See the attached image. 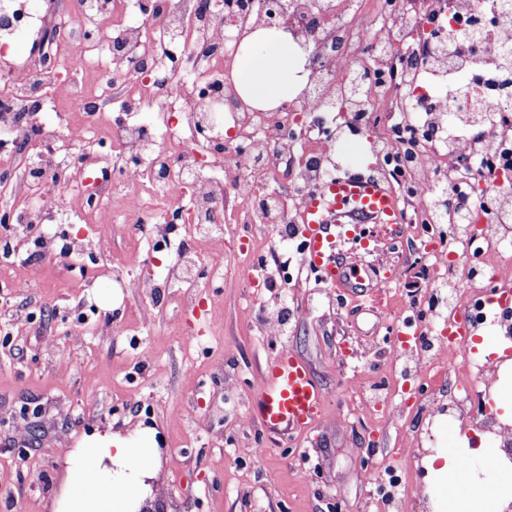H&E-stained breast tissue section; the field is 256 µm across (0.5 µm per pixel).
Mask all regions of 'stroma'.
<instances>
[{
	"mask_svg": "<svg viewBox=\"0 0 512 512\" xmlns=\"http://www.w3.org/2000/svg\"><path fill=\"white\" fill-rule=\"evenodd\" d=\"M71 218L70 233L104 238L101 252L36 254L20 237L0 258V512H52L68 451L108 429L146 435L157 448L152 512H376L379 461L423 473L430 512H439L440 486L414 447V407L395 418L391 405L373 414L360 405L393 373L388 347L402 307L390 289L367 282L339 292L301 280L275 293L284 325L269 337L248 296L273 293L245 288L251 258L234 230L224 235L223 288L200 289L189 310L174 289L134 295L96 274L110 266L123 278L164 279L175 257L152 251L150 229L131 233L78 209ZM20 270L30 288L8 289ZM214 306L222 319L211 327ZM284 350L307 363L326 402L307 430L272 436L254 398L264 364ZM22 423L30 433L20 440ZM258 443L267 453L249 462ZM436 443L467 449L483 484L495 481L474 431L443 421Z\"/></svg>",
	"mask_w": 512,
	"mask_h": 512,
	"instance_id": "35a3bbf8",
	"label": "stroma"
}]
</instances>
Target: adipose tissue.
<instances>
[{"label":"adipose tissue","mask_w":512,"mask_h":512,"mask_svg":"<svg viewBox=\"0 0 512 512\" xmlns=\"http://www.w3.org/2000/svg\"><path fill=\"white\" fill-rule=\"evenodd\" d=\"M232 77L256 107L270 109L296 95L306 83L302 63L287 33L260 30L235 63ZM157 452L112 433L95 436L67 455L63 488L53 512H130L157 473ZM438 473L447 494L445 512H502L512 490V467L498 471L495 483L475 487L463 458L443 462Z\"/></svg>","instance_id":"obj_1"}]
</instances>
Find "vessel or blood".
<instances>
[{"mask_svg": "<svg viewBox=\"0 0 512 512\" xmlns=\"http://www.w3.org/2000/svg\"><path fill=\"white\" fill-rule=\"evenodd\" d=\"M387 224L403 231L396 191L387 182L361 174H346L324 182L302 208L301 235L307 245L306 265L328 288H349V261L339 243L353 238L358 225ZM257 412L273 432L308 427L324 404L321 387L307 364L284 351L267 363L256 394Z\"/></svg>", "mask_w": 512, "mask_h": 512, "instance_id": "1", "label": "vessel or blood"}]
</instances>
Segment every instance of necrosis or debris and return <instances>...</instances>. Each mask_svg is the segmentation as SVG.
Instances as JSON below:
<instances>
[{
  "label": "necrosis or debris",
  "instance_id": "1",
  "mask_svg": "<svg viewBox=\"0 0 512 512\" xmlns=\"http://www.w3.org/2000/svg\"><path fill=\"white\" fill-rule=\"evenodd\" d=\"M132 2L135 23L118 20L120 0H82L73 14L0 0V173L12 170L25 134L41 145L21 175L27 201L18 220L37 228L59 214L67 184L86 172L76 156L107 127L118 158L112 170L98 172L96 192L81 202L99 208L113 183L141 182L144 193L119 205L127 227L152 225L161 246L182 227L210 245L207 259L183 248L164 280L191 308L198 288L224 282L225 223L272 225L304 253L303 199L335 177L352 136L366 133L379 173L411 215L403 263L426 272L424 297L407 315L417 336L392 344L423 415L414 440L434 444L430 429L445 418L511 453L512 425L471 406L470 380L492 396L497 367L436 330L463 307L471 322L492 324L512 341V261L504 256L512 247V90L499 81L502 56L485 50L493 32L512 31V0H273L278 19L306 44L309 66L307 95L276 112L235 110L224 84L233 49L226 33L263 23L258 0H211L204 12L197 0ZM22 33L31 48L17 58ZM46 38L53 54L69 46L68 69L94 71L103 91L98 97L66 86L61 95L81 119L63 130L42 119L17 125L19 106L46 100L54 71L40 50ZM206 91L225 105L199 157L189 145ZM145 111L153 121L142 119ZM287 168V195L273 194L269 181ZM426 168L435 180L423 177ZM52 172L58 178L49 191ZM381 473L388 512H428L424 486H409L404 496L397 470Z\"/></svg>",
  "mask_w": 512,
  "mask_h": 512
}]
</instances>
